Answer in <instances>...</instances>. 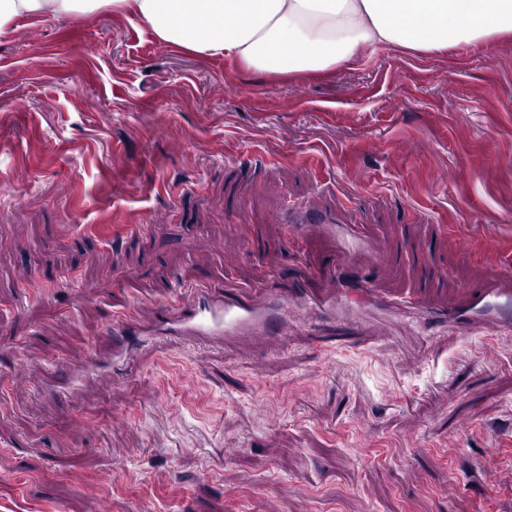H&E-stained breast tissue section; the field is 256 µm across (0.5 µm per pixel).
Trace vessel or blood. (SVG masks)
I'll return each mask as SVG.
<instances>
[{
  "mask_svg": "<svg viewBox=\"0 0 512 512\" xmlns=\"http://www.w3.org/2000/svg\"><path fill=\"white\" fill-rule=\"evenodd\" d=\"M313 228L336 247L335 260L328 268L309 270L304 280L285 292L260 285L239 299L190 287L184 290L179 306L158 310L152 318H142L135 311L125 317H113L108 330L113 359H127L136 341L189 338L220 343L227 338L273 332L283 336L288 332L289 311L328 313L343 321L348 319L347 308L354 301L370 303L400 321L438 318L455 329L492 336L512 334L511 267L489 265L475 282L460 288L452 297L432 291L402 296L386 285L391 271L384 245L373 248L372 263L379 271L378 276H362L349 285L345 274L359 265L358 237L351 229L338 227L335 216L315 212L294 214L285 234L293 241ZM104 365V360L94 353L68 366L63 387L82 391Z\"/></svg>",
  "mask_w": 512,
  "mask_h": 512,
  "instance_id": "obj_1",
  "label": "vessel or blood"
}]
</instances>
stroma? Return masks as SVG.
<instances>
[{
  "label": "stroma",
  "mask_w": 512,
  "mask_h": 512,
  "mask_svg": "<svg viewBox=\"0 0 512 512\" xmlns=\"http://www.w3.org/2000/svg\"><path fill=\"white\" fill-rule=\"evenodd\" d=\"M245 193L229 263L211 244ZM305 206L387 240L396 288L512 266V36L296 77L109 12L0 37V512H512V337L490 360L479 334L293 313L284 336L148 344L48 390L130 305L328 266L321 237L282 234ZM489 458L501 479L475 481Z\"/></svg>",
  "instance_id": "35a3bbf8"
}]
</instances>
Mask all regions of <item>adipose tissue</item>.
<instances>
[{
    "mask_svg": "<svg viewBox=\"0 0 512 512\" xmlns=\"http://www.w3.org/2000/svg\"><path fill=\"white\" fill-rule=\"evenodd\" d=\"M105 10L131 14L163 45L279 75L512 35V0H0V36L21 18Z\"/></svg>",
    "mask_w": 512,
    "mask_h": 512,
    "instance_id": "1",
    "label": "adipose tissue"
}]
</instances>
